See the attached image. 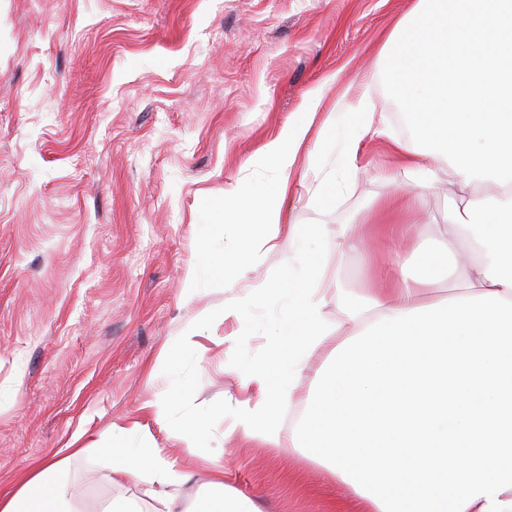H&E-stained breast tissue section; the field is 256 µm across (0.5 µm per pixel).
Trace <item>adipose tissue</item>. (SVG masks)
<instances>
[{"label": "adipose tissue", "instance_id": "1", "mask_svg": "<svg viewBox=\"0 0 512 512\" xmlns=\"http://www.w3.org/2000/svg\"><path fill=\"white\" fill-rule=\"evenodd\" d=\"M379 56L402 101L411 135L394 136L376 120L372 80L338 105L329 121L352 171L368 134L387 137L395 163L418 190H394L380 210L376 240L394 244L401 274H365L345 307L355 334L337 336L315 371L325 331L326 298L315 262L323 224L281 230L280 213L295 176L307 121L289 119L260 150L271 178L235 186L196 214L209 243L227 231L222 252H205L185 277V297L204 293L227 257L252 261L251 245L284 252L276 287L252 285L254 307L273 302L266 321L268 362L238 373L248 395L230 430L272 441L284 403H303L288 445L326 466L354 500L344 512H512V0H417L387 36ZM459 187L448 243L425 250L417 225L399 214L419 202L438 165ZM466 241V250L456 247ZM464 286L430 296L449 273ZM112 474L159 486L163 512L185 478L177 460L113 438ZM63 461L43 466L4 499L0 512H71L60 487ZM208 499L218 512H260L207 467Z\"/></svg>", "mask_w": 512, "mask_h": 512}]
</instances>
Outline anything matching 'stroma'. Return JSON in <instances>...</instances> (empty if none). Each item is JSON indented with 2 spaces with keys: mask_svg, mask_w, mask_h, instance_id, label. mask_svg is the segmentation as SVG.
<instances>
[{
  "mask_svg": "<svg viewBox=\"0 0 512 512\" xmlns=\"http://www.w3.org/2000/svg\"><path fill=\"white\" fill-rule=\"evenodd\" d=\"M416 0H0V495L42 464L65 459L74 512L126 499L157 512L148 486L111 481L100 447L121 429L178 458L199 494L204 458L264 512H336L348 491L300 451L247 442L228 428L243 398L233 370L267 357L254 330L225 308L244 285L274 286L279 253L227 270L205 296L182 299L202 252L195 215L238 180L269 175L260 157L311 90L321 105L303 151L315 165L294 183L282 224H324L317 251L323 318L333 346L354 330L344 304L366 268L396 276L387 244L344 253L336 229L378 220L376 203L407 186L384 140L368 136L342 190H319L343 159L328 119L343 95L380 71L378 53ZM413 220L424 238L448 234L447 182L423 189ZM201 357L179 339L201 311ZM239 333L240 346L223 338ZM168 419L207 417L188 449ZM85 447L68 457L71 440Z\"/></svg>",
  "mask_w": 512,
  "mask_h": 512,
  "instance_id": "obj_1",
  "label": "stroma"
}]
</instances>
